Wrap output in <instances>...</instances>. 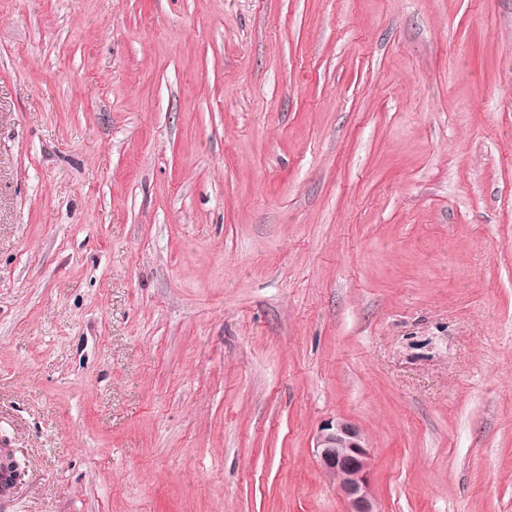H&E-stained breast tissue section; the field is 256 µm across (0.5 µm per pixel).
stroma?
Segmentation results:
<instances>
[{"label": "stroma", "instance_id": "obj_1", "mask_svg": "<svg viewBox=\"0 0 512 512\" xmlns=\"http://www.w3.org/2000/svg\"><path fill=\"white\" fill-rule=\"evenodd\" d=\"M512 512V0H0V512ZM322 469L336 479L346 512H376L372 495V453L362 432L344 419L328 420L314 442Z\"/></svg>", "mask_w": 512, "mask_h": 512}]
</instances>
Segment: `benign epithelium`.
I'll return each mask as SVG.
<instances>
[{
    "instance_id": "7a95c632",
    "label": "benign epithelium",
    "mask_w": 512,
    "mask_h": 512,
    "mask_svg": "<svg viewBox=\"0 0 512 512\" xmlns=\"http://www.w3.org/2000/svg\"><path fill=\"white\" fill-rule=\"evenodd\" d=\"M322 469L336 479L346 512H376L372 495V453L362 432L344 419L329 420L314 442Z\"/></svg>"
}]
</instances>
